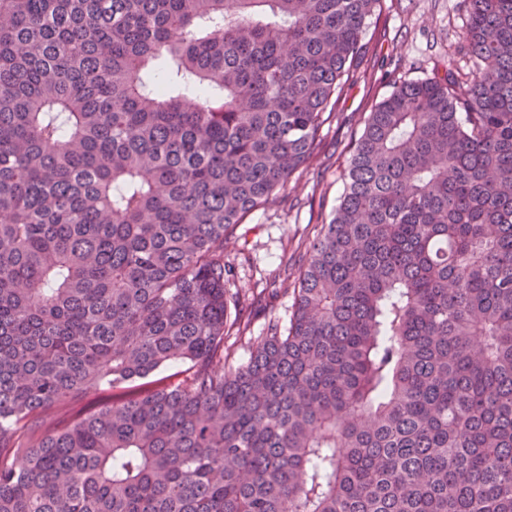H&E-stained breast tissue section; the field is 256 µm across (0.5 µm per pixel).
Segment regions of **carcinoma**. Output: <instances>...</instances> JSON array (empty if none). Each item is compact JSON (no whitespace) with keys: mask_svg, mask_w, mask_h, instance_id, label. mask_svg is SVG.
<instances>
[{"mask_svg":"<svg viewBox=\"0 0 512 512\" xmlns=\"http://www.w3.org/2000/svg\"><path fill=\"white\" fill-rule=\"evenodd\" d=\"M381 2L0 0V512H512V0H463L465 93L369 112L288 326L224 347V240Z\"/></svg>","mask_w":512,"mask_h":512,"instance_id":"obj_1","label":"carcinoma"}]
</instances>
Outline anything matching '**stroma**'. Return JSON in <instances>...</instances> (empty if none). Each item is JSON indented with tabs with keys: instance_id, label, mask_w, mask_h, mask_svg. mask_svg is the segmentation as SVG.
Listing matches in <instances>:
<instances>
[{
	"instance_id": "1",
	"label": "stroma",
	"mask_w": 512,
	"mask_h": 512,
	"mask_svg": "<svg viewBox=\"0 0 512 512\" xmlns=\"http://www.w3.org/2000/svg\"><path fill=\"white\" fill-rule=\"evenodd\" d=\"M464 23L462 0H383L368 33L370 51L323 126L313 158L272 201L245 216L224 244V261L233 267L228 292L277 293L270 305L252 311L253 335L261 334L268 315L288 320L293 294L285 273L296 270L308 239L329 222L343 192L349 146L365 117L397 82L449 68L466 72L457 50Z\"/></svg>"
}]
</instances>
